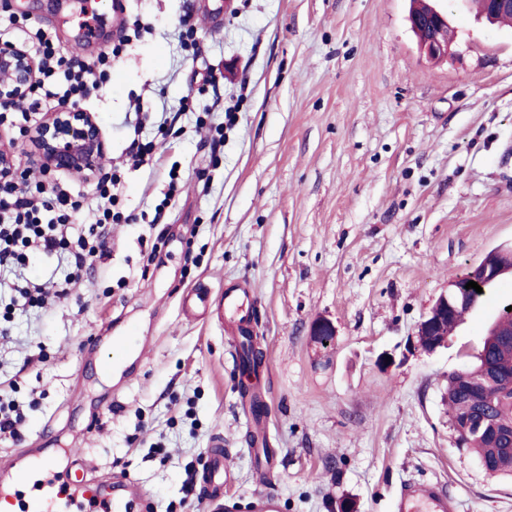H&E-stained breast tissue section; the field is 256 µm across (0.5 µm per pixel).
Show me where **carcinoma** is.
Here are the masks:
<instances>
[{
    "mask_svg": "<svg viewBox=\"0 0 512 512\" xmlns=\"http://www.w3.org/2000/svg\"><path fill=\"white\" fill-rule=\"evenodd\" d=\"M263 360V351L254 341L242 346L240 365L251 369ZM512 370V313L501 309L498 320L489 328L476 361L448 374V415L450 421L480 412L493 417L512 420V396L502 395L497 381L492 380L478 389H472L469 380L481 373L494 375ZM464 448L473 451L478 458L488 462L494 474L512 476V440L504 443L489 438L485 432L471 430Z\"/></svg>",
    "mask_w": 512,
    "mask_h": 512,
    "instance_id": "carcinoma-1",
    "label": "carcinoma"
}]
</instances>
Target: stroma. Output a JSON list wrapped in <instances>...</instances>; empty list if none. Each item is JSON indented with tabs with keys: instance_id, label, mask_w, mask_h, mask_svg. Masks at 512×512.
I'll return each mask as SVG.
<instances>
[{
	"instance_id": "35a3bbf8",
	"label": "stroma",
	"mask_w": 512,
	"mask_h": 512,
	"mask_svg": "<svg viewBox=\"0 0 512 512\" xmlns=\"http://www.w3.org/2000/svg\"><path fill=\"white\" fill-rule=\"evenodd\" d=\"M126 0L143 29L83 107L116 165L135 101L181 111L156 138L155 168L124 174L109 254L45 308L15 312L0 338V380L15 378L19 439L0 436V464L30 448L80 452L96 481L118 477L148 492L153 512H219L200 480L224 438L225 501L250 512L275 492L281 512H394L407 480L440 482L458 512H512V479L459 448L448 416V375L474 362L512 276L487 289L434 353H408L417 326L449 281L493 248L512 246V26L477 19L462 0H438L453 53L420 54L410 0ZM76 0H0V41L28 21L58 42L75 37ZM191 16L197 48L178 38ZM234 63L219 89L209 72ZM238 106L212 158L195 115L214 92ZM41 112L0 118L28 179L90 192L91 181L44 176L26 132ZM179 175L162 223L154 208ZM251 298L264 352L258 378L232 356L226 287ZM210 292L201 318L182 310ZM328 318L336 340L310 336ZM131 336L112 372V341ZM395 364L377 366L383 353ZM257 392L274 461L263 472L248 435Z\"/></svg>"
}]
</instances>
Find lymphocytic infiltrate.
<instances>
[{
	"instance_id": "1",
	"label": "lymphocytic infiltrate",
	"mask_w": 512,
	"mask_h": 512,
	"mask_svg": "<svg viewBox=\"0 0 512 512\" xmlns=\"http://www.w3.org/2000/svg\"><path fill=\"white\" fill-rule=\"evenodd\" d=\"M19 41L39 54L43 77L50 79L59 72L64 75L63 92L58 94L49 89L46 97L61 104H76L107 81L111 58L120 56L129 39L121 37L114 43L110 56L99 57L93 63L81 60L77 53L66 52L38 28L25 32ZM122 187L120 176L110 171L98 179L94 191L87 196L49 190L40 183L20 196L9 188L0 194V272L20 271L34 255L55 254L65 265L62 272H51L44 279L25 278L14 284L15 294L6 314L41 308L64 298L72 282L106 256L107 227L123 219L116 209ZM86 212L94 220L85 229L80 219Z\"/></svg>"
}]
</instances>
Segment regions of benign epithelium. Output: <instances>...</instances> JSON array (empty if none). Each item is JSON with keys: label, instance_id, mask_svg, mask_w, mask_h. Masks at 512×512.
Here are the masks:
<instances>
[{"label": "benign epithelium", "instance_id": "7a95c632", "mask_svg": "<svg viewBox=\"0 0 512 512\" xmlns=\"http://www.w3.org/2000/svg\"><path fill=\"white\" fill-rule=\"evenodd\" d=\"M487 10L481 17L487 22H495V17L512 14V0H485ZM413 32L418 34V49L430 61H441L451 54L452 43L442 37L448 17L437 9L420 17L418 9L409 14ZM37 81V64L33 56L22 46L11 42H0V104L23 99ZM29 141L34 154L40 160L47 174L66 171L69 174L88 180L93 177L106 152V143L94 116L78 105H65L56 112H48L29 131ZM24 171L17 166L13 149L0 143V187L18 188L24 181ZM512 270L507 268L496 253L486 255L478 264L469 268L470 276L491 282ZM464 287L459 279L448 284V291L442 293L429 308L419 323L417 335L412 337L410 347L423 349L419 337H430L426 352L433 353L443 347L446 340L441 338L442 328L448 325L457 310L458 290ZM313 339L324 347L330 346L336 336L332 322L327 318L317 319L311 329ZM473 425L484 428L493 435L506 434L512 429L486 417L474 420L464 419L453 424L458 436L467 434Z\"/></svg>", "mask_w": 512, "mask_h": 512}]
</instances>
